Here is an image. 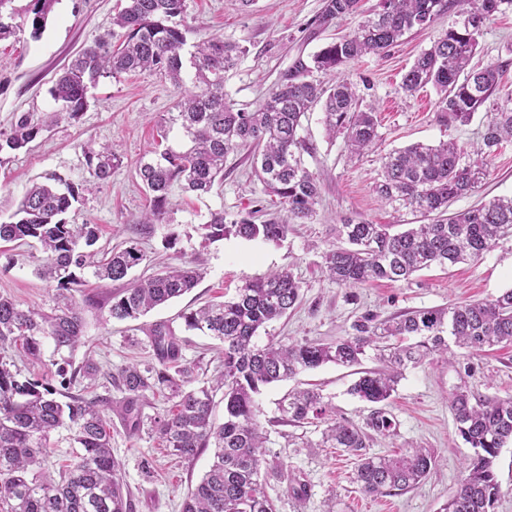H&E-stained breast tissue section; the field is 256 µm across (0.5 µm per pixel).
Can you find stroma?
I'll return each mask as SVG.
<instances>
[{
	"instance_id": "1",
	"label": "stroma",
	"mask_w": 512,
	"mask_h": 512,
	"mask_svg": "<svg viewBox=\"0 0 512 512\" xmlns=\"http://www.w3.org/2000/svg\"><path fill=\"white\" fill-rule=\"evenodd\" d=\"M125 0H55L45 29L33 35L27 21L30 0H15L14 32L0 41V134H9L19 116L39 123L37 137L21 150H0V222L9 221L26 190L51 176L74 184L77 202L66 215L71 224H96L101 229L99 249L112 250L136 242L146 254L130 279L148 277L157 269L202 257L205 275L188 293L135 320H116L104 301L119 291L120 283L97 280L84 270L75 290L83 303L85 328L73 365L93 358L103 375L95 383H75L74 393L109 398L112 409V453L122 464L119 477L128 489L133 512H181L188 493L209 468L213 452L204 450L188 461L174 456L146 433L129 431L121 413L123 395L107 376L131 365L154 364L149 331L159 323L172 327L182 341V353L194 369L196 385L213 379L222 360L219 341L184 331L182 313L209 302L224 301L237 289L270 272L288 270L301 285L300 305L260 331L258 345L306 341L330 342L354 335V326L366 315L396 317L422 308L489 300L512 287V239L499 241L483 259L472 264L434 266L399 282L379 281L349 288L327 279L324 254L336 246V226L346 217L393 230L416 223L399 203H388L374 186L383 157L390 151L422 142L454 141L467 150L481 143L487 122L478 111L467 124H447L435 110L436 94L425 87L415 95L401 88L403 73L416 56L429 48L460 19L446 11L429 26L406 34L380 56L349 61L342 74L350 80L364 104L373 106L378 138L369 150L350 154L342 139H329L321 122V107H313L303 123L302 137L310 150L304 164L318 176L321 194L314 218L292 224L284 239L261 243L230 236L205 241L200 226L211 213L226 220L248 215L270 198L254 173L247 150L228 155L224 180L210 193L196 196L173 188L161 223L146 224L142 217L151 203L136 174L138 161L157 147L162 118L171 111L179 89L152 71L104 77L87 94L88 106L79 119L46 116L60 105L50 90L64 67L97 39H111L113 16ZM323 0H256L242 9L239 0H185L184 20L189 41L202 34H218L245 47L237 64L224 75V94L234 109L251 112L268 90L288 72L297 58H307L326 43L351 33L358 17L326 29L315 20ZM506 62L495 91L498 100L512 99V8L486 22L473 62ZM115 146L123 163L108 181L90 180L82 146L87 141ZM512 195V142L487 158L486 176L478 190L454 201L464 211L494 196ZM175 234V245L166 237ZM42 253L34 240L0 244V294L11 296L20 309L51 311L57 304L55 283L39 278L35 269ZM374 350H366L359 366L326 364L266 388L259 398L258 420L267 434L266 467L285 473V480L268 478L266 490L276 512H440L464 477L472 450L459 435L449 406L456 387L501 398L512 396V346H494L477 355L440 358L404 370L387 405L396 421L392 435H372L370 455L403 454L413 448L434 453L436 464L416 487L383 496L365 495L355 480L356 457L340 448L321 445L324 420L296 425L283 420L279 403L294 389L319 392L327 418L364 425L372 406L349 394L358 371L376 368ZM302 489V497L289 487Z\"/></svg>"
}]
</instances>
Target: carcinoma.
<instances>
[{
    "label": "carcinoma",
    "mask_w": 512,
    "mask_h": 512,
    "mask_svg": "<svg viewBox=\"0 0 512 512\" xmlns=\"http://www.w3.org/2000/svg\"><path fill=\"white\" fill-rule=\"evenodd\" d=\"M30 24L42 31L55 0H32ZM113 18L124 30L122 41L104 40L81 50L52 88L62 106L50 120L65 114L78 118L87 106L90 86L102 77L137 70H155L177 87L184 85L185 70H194L193 86L184 90L175 111L164 124L179 132L176 147L142 158L136 173L152 194L153 208L142 223L162 221L169 191L177 183L184 191L207 194L224 180V160L241 147L253 152L254 171L265 190L287 210V219L264 208L231 223L224 212H214L201 225L202 237L216 242L234 235L248 241L277 242L288 222L313 218L320 185L304 165L309 151L300 136L303 119L314 105L323 103V124L332 139L343 138L345 148L359 154L378 137L374 108L359 106L354 85L340 76L347 62L366 54L382 55L404 35L432 23L442 12L460 7L461 24L448 30L422 51L403 75L401 88L414 95L430 85L438 95L441 121L470 122L483 106L489 116L481 135L489 156L502 141L512 139V100L494 99L503 65L489 62L473 76L472 60L487 21L512 0H378L367 18L349 35L327 44L306 62L298 59L254 112L234 111L224 101V74L246 48L221 35L199 38L185 51L189 27L175 21L184 12V0H127ZM360 0H326L319 22L329 25L358 12ZM320 71L334 76L328 86L307 80ZM40 126L21 115L6 137L12 150L36 138ZM464 148L455 142L415 143L395 150L382 160L375 183L377 194L400 201L423 220L391 233L384 224L343 219L336 225L342 245L325 256L326 274L340 285L356 287L387 280L401 281L433 265L477 262L502 239L512 237V197H494L465 211L451 212L452 202L475 192L486 175L484 163L464 162ZM85 167L95 181H106L122 164L107 145L83 146ZM59 184H35L20 202L12 221L0 222V241L36 240L45 256L39 276L57 283V307L46 313L19 309L11 297L0 295V504L6 512H133L128 493L118 478L121 463L112 454L107 398L86 399L68 391L78 378L93 381L98 367L85 360L58 390L38 379L20 378L11 370L9 351L38 359L43 342H53L57 354L73 353L81 343L85 322L82 308L67 294L81 284L76 271L93 269L100 280L126 278L144 261L138 244L112 250L100 260L90 251L98 238L96 224H69L63 215L78 200L75 187L61 177ZM203 276L200 261L165 266L148 278L129 284L110 299L109 313L117 320L137 319L192 290ZM301 296V286L287 271L239 289L222 303H208L183 315L185 329L212 336L224 344V371L211 386L193 387V367L184 362L180 338L165 325L155 327L150 342L158 364L124 368L114 383L125 393L130 430L148 426L170 452L195 459L206 448L213 461L200 482L187 495L182 512H275L262 479L266 434L257 416V396L279 381L326 363L353 366L365 348L379 351L382 367L362 372L350 394L376 405L366 427L332 421L323 443L357 453L356 481L363 493L378 496L418 485L435 464L434 453L414 448L397 458L361 453L369 432L388 436L394 420L379 404L390 399L402 372L436 356H447L450 345L472 352L486 346L512 345V288L494 299L423 308L377 320L367 316L356 325L357 335L329 343L296 344L254 342L259 329L283 317ZM166 390L175 399L173 410L146 417L140 402L146 392ZM223 391L224 422L212 418L214 393ZM450 408L458 431L473 448L466 474L449 497L444 512H493L501 495L494 462L512 442V397L483 395L467 388L452 394ZM282 416L294 424L322 419L326 409L314 391H296L280 402ZM70 431L77 449L73 463L54 479L45 468L54 431Z\"/></svg>",
    "instance_id": "1"
}]
</instances>
